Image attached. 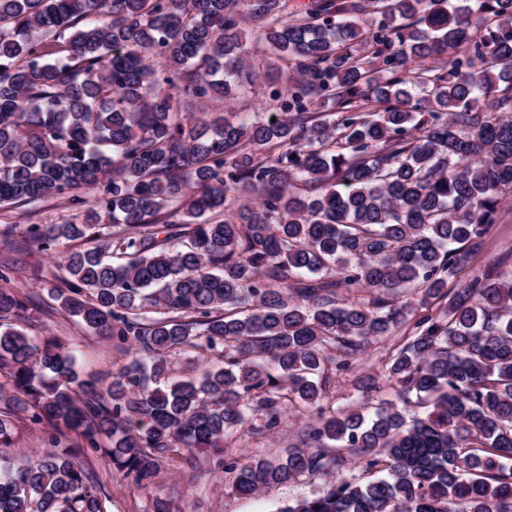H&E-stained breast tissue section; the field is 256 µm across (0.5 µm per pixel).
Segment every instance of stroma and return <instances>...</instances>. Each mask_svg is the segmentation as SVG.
Masks as SVG:
<instances>
[{"label":"stroma","mask_w":512,"mask_h":512,"mask_svg":"<svg viewBox=\"0 0 512 512\" xmlns=\"http://www.w3.org/2000/svg\"><path fill=\"white\" fill-rule=\"evenodd\" d=\"M275 114L277 108L269 98L264 80L244 86L241 94L231 104L223 100L206 103L189 101L186 110L197 113L203 110L215 113L234 112L238 117L252 118L255 110ZM71 248L70 242H57L53 250L42 251L32 244H24L20 234L0 235V267H6L12 286L20 289L30 299V306L15 324L29 336H57L71 348L75 356L74 368L80 378H95L118 367L121 356L111 339L88 332L70 318L60 304L48 294V276L56 273L62 255ZM470 269L491 270L494 277L512 278V193L503 202L496 224L491 225L482 253L469 263ZM307 419L303 409L290 408L287 424L277 436L257 440L250 435L230 441L228 452L237 458L255 453L284 454L294 443L300 427ZM87 462L100 475L106 490L112 496V512H146L153 499L169 498L182 512H277L279 506L290 499L307 495L324 484L323 478L303 477L298 482L264 489L262 493L242 497L232 492V477L227 473L194 477L191 468L179 461L167 462L155 484L140 490L129 485L113 470L108 457L90 452Z\"/></svg>","instance_id":"stroma-1"}]
</instances>
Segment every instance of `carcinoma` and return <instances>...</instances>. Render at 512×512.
<instances>
[{
    "label": "carcinoma",
    "instance_id": "carcinoma-1",
    "mask_svg": "<svg viewBox=\"0 0 512 512\" xmlns=\"http://www.w3.org/2000/svg\"><path fill=\"white\" fill-rule=\"evenodd\" d=\"M287 7L0 0V209L68 199L73 220L25 239L81 243L49 294L125 354L106 385L80 378L10 322L26 304L0 278V512H111L91 449L140 488L176 459L244 496L327 478L277 512H512V279L448 289L512 192V0ZM260 68L275 119L181 111ZM402 329L352 380L394 399L334 408L336 376ZM187 348L210 358L198 381L171 377ZM291 406L313 418L286 455H224ZM21 418L50 448L14 465Z\"/></svg>",
    "mask_w": 512,
    "mask_h": 512
}]
</instances>
